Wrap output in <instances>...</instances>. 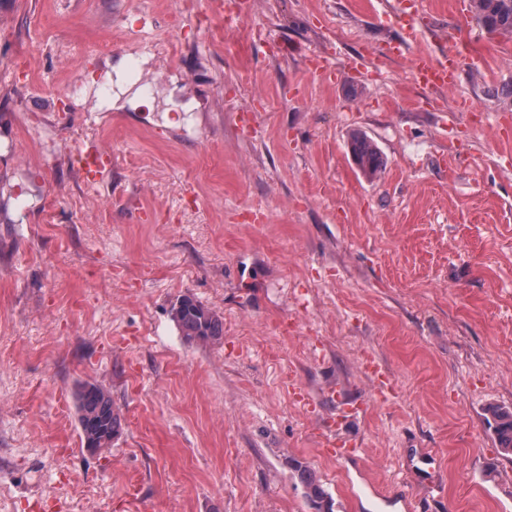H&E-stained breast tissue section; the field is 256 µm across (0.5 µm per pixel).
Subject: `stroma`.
<instances>
[{
  "label": "stroma",
  "mask_w": 512,
  "mask_h": 512,
  "mask_svg": "<svg viewBox=\"0 0 512 512\" xmlns=\"http://www.w3.org/2000/svg\"><path fill=\"white\" fill-rule=\"evenodd\" d=\"M394 3L249 0L228 31L224 0H0V512H316L297 461L334 512H512V37L412 0L413 44ZM451 48L481 69L418 85ZM100 70L107 111L63 110ZM184 294L220 342L184 340ZM86 381L122 413L99 454ZM415 78L429 86L450 88L456 83L459 67L456 55L446 53L442 60L434 62L425 51H417L412 60ZM350 146L355 163L362 172L368 177L376 176L383 166L377 146L360 133L351 135ZM112 169V154L87 150L81 152V161L77 168L83 182L87 184L100 183L104 175ZM171 316L188 343H215L224 336L223 316L191 295H183L177 300ZM80 438L83 447L104 451L112 446L122 427L120 414L112 405L110 391L98 384L85 382L76 391ZM494 422L498 445L504 454H512V409L491 406L488 410ZM292 466L304 488L305 496L315 505L317 511L334 512L332 500L328 493H326L316 473L310 467L300 462L293 463Z\"/></svg>",
  "instance_id": "1"
}]
</instances>
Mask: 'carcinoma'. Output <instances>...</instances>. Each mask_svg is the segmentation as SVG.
I'll list each match as a JSON object with an SVG mask.
<instances>
[{"mask_svg":"<svg viewBox=\"0 0 512 512\" xmlns=\"http://www.w3.org/2000/svg\"><path fill=\"white\" fill-rule=\"evenodd\" d=\"M474 14L490 33L512 36V0H472ZM353 158L362 172L376 176L383 166L377 146L367 137L354 133L350 137ZM172 320L185 341L196 344L215 343L224 336V317L191 295L181 296L171 309ZM76 406L82 445L99 451L112 447L120 434V414L112 405L110 391L98 384L85 382L76 391ZM489 414L494 422L498 445L512 454V409L492 406ZM293 469L302 484L305 496L317 512H333L332 500L321 480L308 466L296 462Z\"/></svg>","mask_w":512,"mask_h":512,"instance_id":"obj_1","label":"carcinoma"}]
</instances>
